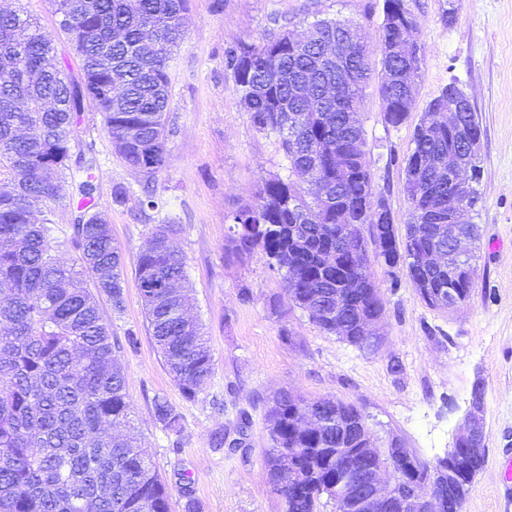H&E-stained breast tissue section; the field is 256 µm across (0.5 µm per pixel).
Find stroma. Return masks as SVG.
<instances>
[{
	"label": "stroma",
	"instance_id": "35a3bbf8",
	"mask_svg": "<svg viewBox=\"0 0 512 512\" xmlns=\"http://www.w3.org/2000/svg\"><path fill=\"white\" fill-rule=\"evenodd\" d=\"M417 19L412 36L424 48L416 102L408 119L384 120L378 88L367 91L361 121L366 160L385 187L398 219L408 207L404 159L427 102L457 82L467 93L483 136L477 286L470 302L446 312L429 308L405 270L389 277L375 266L385 300L380 344L362 350L322 332L285 296L281 277L265 259L229 263L227 213L248 202L260 177L287 176L276 135L258 132L224 67L225 48L319 19L359 23L372 54L380 52L383 0H190L184 40L170 62L167 159L154 181L163 205L141 207V178L119 159L101 117L82 115L81 142L93 143L98 212L108 221L125 261L122 312L100 297L114 339L139 338L121 360L132 408L130 431L158 474L177 488L180 474L194 482L203 512H284L265 469L267 413L275 393L339 399L357 405L378 442L397 437L420 459L443 457L461 428L474 384L484 387L485 465L462 512H512V482L502 463L512 457V0H409ZM130 188L125 206L112 203L116 186ZM72 195L62 183L49 233L64 263L79 257L70 238ZM178 224L174 240L185 257L191 312L203 325L214 370L195 399L183 397L148 331L135 274L152 228ZM278 302L279 313L269 305ZM180 414V448L153 416L154 398ZM250 424L243 451L215 447L216 434L233 431L240 412Z\"/></svg>",
	"mask_w": 512,
	"mask_h": 512
}]
</instances>
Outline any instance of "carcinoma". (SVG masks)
<instances>
[{"instance_id": "obj_1", "label": "carcinoma", "mask_w": 512, "mask_h": 512, "mask_svg": "<svg viewBox=\"0 0 512 512\" xmlns=\"http://www.w3.org/2000/svg\"><path fill=\"white\" fill-rule=\"evenodd\" d=\"M69 35L79 61L71 72L52 40L29 18L0 12V512H170V489L132 435L131 406L121 363L99 297L123 308L124 261L109 224L81 205L72 211V241L79 267L61 262L48 237L52 220L37 219V203H54L60 182L79 166L73 196L96 197L93 145L78 159L76 128L90 109L126 167L149 185L164 166L171 90L169 62L187 29L188 0H48ZM164 43L150 56L138 44L149 26ZM416 26L407 0H384L381 59L374 62L361 27L318 20L306 45L283 33L259 43L225 49L224 66L250 122L274 133L289 162L290 178L259 181L252 200L227 219L228 256L255 254L281 275L288 299L328 333L346 324V341L374 344L363 331L383 315L373 262L388 274L405 268L423 302L442 310L435 292L448 277L421 265L436 247L448 246L440 224L448 220V171L457 167L465 137H482L473 112L448 113V88L421 112L405 157L408 210L404 234L365 161L362 122L373 79L385 104V123L396 127L414 106L409 84L421 63L415 54L392 52L407 28ZM352 42L344 66L348 78L325 95L326 77L316 57L325 44ZM312 99L326 104L309 111ZM52 172L46 178L43 172ZM179 228L158 224L140 254L136 274L154 342L183 396L191 400L213 372V357L199 323L188 315L185 258L173 246ZM375 253L368 259V240ZM174 283L170 294L160 287ZM314 410L324 425L298 426L302 410ZM154 418L181 445V416L165 399ZM366 416L340 400H306L280 393L268 426L265 467L284 499L285 512H319L333 500L350 452L363 445ZM249 415L240 413L230 440L243 447ZM402 448L391 437L379 451L383 463L399 466ZM469 471L446 488L450 507L466 500L485 458L468 459ZM183 512H201L192 480L180 475Z\"/></svg>"}]
</instances>
